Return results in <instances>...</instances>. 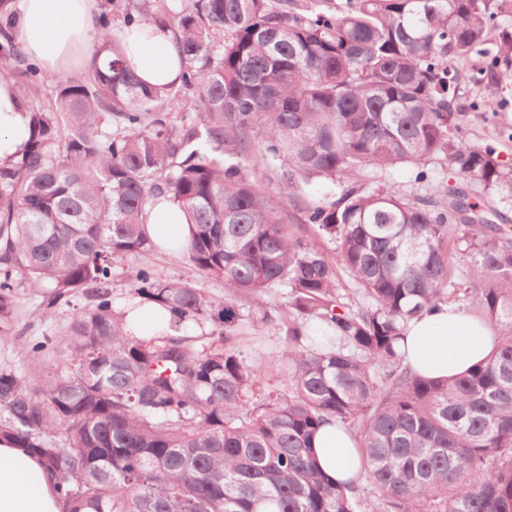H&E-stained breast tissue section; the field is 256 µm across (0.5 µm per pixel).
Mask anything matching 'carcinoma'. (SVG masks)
Returning <instances> with one entry per match:
<instances>
[{"label": "carcinoma", "instance_id": "obj_1", "mask_svg": "<svg viewBox=\"0 0 512 512\" xmlns=\"http://www.w3.org/2000/svg\"><path fill=\"white\" fill-rule=\"evenodd\" d=\"M109 4L88 75L58 80L46 103L34 97L46 76L0 23V74L29 108L25 154L0 165V342L19 279L42 294L43 317L79 291L92 300L59 343L31 346L62 369L0 368V439L42 460L61 512H512V230L458 187L410 198L359 180L409 168L426 182L442 161L512 189L496 144L463 135V73L448 65L494 32L512 57L499 25L512 0ZM114 19L127 35L171 29L179 82L158 91L127 68ZM255 138L286 173L282 203L314 179L330 188L304 210L335 256L288 232L242 164ZM163 199L184 209V257L224 283V301L146 267L118 311L114 260L156 249L145 224ZM274 288L288 289L292 318L272 314ZM138 302L170 313L167 333L125 329ZM441 304L496 340L465 374L425 378L400 342ZM204 323L224 345L180 334ZM249 323L286 340L268 360L282 384L257 400L264 364L240 345ZM329 419L362 458L345 482L313 458Z\"/></svg>", "mask_w": 512, "mask_h": 512}]
</instances>
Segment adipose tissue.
Segmentation results:
<instances>
[{"label":"adipose tissue","instance_id":"obj_1","mask_svg":"<svg viewBox=\"0 0 512 512\" xmlns=\"http://www.w3.org/2000/svg\"><path fill=\"white\" fill-rule=\"evenodd\" d=\"M98 0H7L15 13L12 34L29 59L60 73L89 55L98 43ZM125 61L154 88L177 82L182 71L171 30L145 27L126 49ZM28 108L11 80L0 78V163L15 161L28 139ZM146 231L167 250L185 249L189 241L186 216L178 205L161 201L150 211ZM493 332L471 316L442 309L412 320L407 331V362L411 370L435 379L460 375L484 360ZM318 466L332 479L345 481L361 468L355 441L336 423L323 425L313 440ZM0 512H61L55 482L41 460L27 449L0 439Z\"/></svg>","mask_w":512,"mask_h":512}]
</instances>
